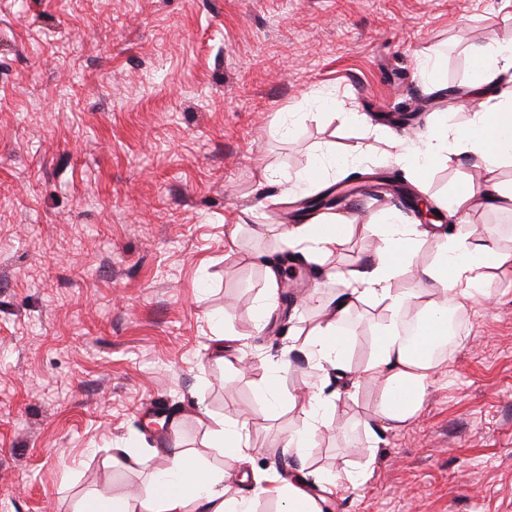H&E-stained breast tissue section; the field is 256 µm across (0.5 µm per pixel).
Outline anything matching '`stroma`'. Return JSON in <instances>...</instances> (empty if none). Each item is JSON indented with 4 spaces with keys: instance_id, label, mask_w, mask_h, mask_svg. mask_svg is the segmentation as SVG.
I'll return each instance as SVG.
<instances>
[{
    "instance_id": "obj_1",
    "label": "stroma",
    "mask_w": 512,
    "mask_h": 512,
    "mask_svg": "<svg viewBox=\"0 0 512 512\" xmlns=\"http://www.w3.org/2000/svg\"><path fill=\"white\" fill-rule=\"evenodd\" d=\"M510 42L512 0H0V512L147 495L177 446L223 468L202 408L228 422L251 411L254 453L224 493L278 512L255 490L290 476L284 441L324 383L340 398L310 442L308 489L363 474L330 512H512V269L490 271L415 416L385 429L361 372L395 314L365 301L348 319L357 384L302 345L337 291L329 271L378 237L304 257L289 307L265 263L299 249L264 230L309 197L293 182L319 149L358 142L368 153L327 179L363 177L338 215L417 224L380 184L405 170L390 137L465 125L472 51ZM471 169L457 157L405 185L438 205ZM464 223L512 251V212L476 207ZM219 331L240 334L249 373L219 360ZM125 445L147 465L116 463Z\"/></svg>"
}]
</instances>
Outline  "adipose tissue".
<instances>
[{
	"label": "adipose tissue",
	"instance_id": "adipose-tissue-1",
	"mask_svg": "<svg viewBox=\"0 0 512 512\" xmlns=\"http://www.w3.org/2000/svg\"><path fill=\"white\" fill-rule=\"evenodd\" d=\"M473 67L479 79L473 88L477 106L464 128L454 130L442 125L427 139L393 142L396 160L410 161L412 176L417 180L452 154L472 156L479 161V179L461 185L445 203L449 213L460 216L474 203L512 211V183L498 177L499 168L512 161V95H484L485 86L499 82L503 74L512 71V44L478 50L473 55ZM342 224V219L329 215L318 224H271L267 230L302 245L311 255L323 256L344 243V236L336 232ZM360 230L380 236L382 245L370 263L337 272L336 297L322 302V319L304 342L312 361L341 363L348 344L341 326L353 308L367 299L389 310L420 306L423 340L432 345L443 341L448 333L447 307L460 309L487 297L489 270L512 261V255L489 246L472 228L462 233L435 235L436 251L432 261L424 265L415 262L419 230L398 223L394 215H386L379 224H361ZM409 268L415 271L416 288H395L393 282L399 272ZM434 367L430 353L410 351L391 326L378 328L375 353L366 372L381 385V422L400 426L416 414ZM327 403L321 392H310L304 410L306 425L286 441L289 452L297 458L306 457ZM247 424L244 418L231 424L219 418L210 422L212 446L224 456V471L204 468L199 453L181 449L165 468L153 472L152 494L123 498L98 494L85 499L76 512H251L250 501L225 497L222 489L225 472L233 471L236 463L252 453ZM257 493L277 500L280 512H321L318 498L308 493L301 476L259 487Z\"/></svg>",
	"mask_w": 512,
	"mask_h": 512
}]
</instances>
